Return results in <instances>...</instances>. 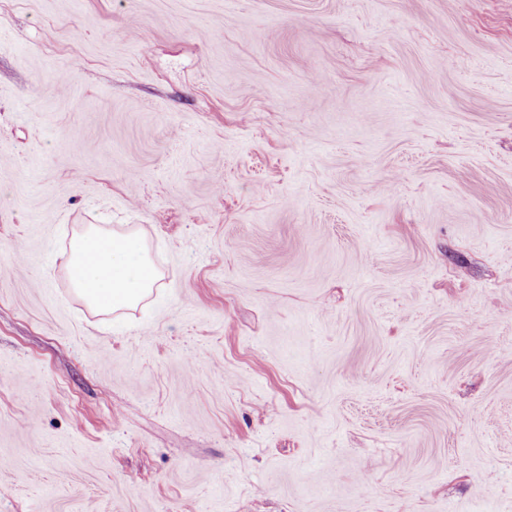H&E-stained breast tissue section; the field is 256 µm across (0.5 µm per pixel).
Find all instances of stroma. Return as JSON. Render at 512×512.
Listing matches in <instances>:
<instances>
[{"instance_id": "stroma-1", "label": "stroma", "mask_w": 512, "mask_h": 512, "mask_svg": "<svg viewBox=\"0 0 512 512\" xmlns=\"http://www.w3.org/2000/svg\"><path fill=\"white\" fill-rule=\"evenodd\" d=\"M0 512H512V0H0ZM69 248V280L77 295L97 312L121 315L158 288L161 274L139 231L84 224L73 233Z\"/></svg>"}]
</instances>
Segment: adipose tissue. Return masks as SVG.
<instances>
[{
  "label": "adipose tissue",
  "mask_w": 512,
  "mask_h": 512,
  "mask_svg": "<svg viewBox=\"0 0 512 512\" xmlns=\"http://www.w3.org/2000/svg\"><path fill=\"white\" fill-rule=\"evenodd\" d=\"M69 248V280L87 306L100 313L136 308L161 278L146 238L136 230L85 224L73 233Z\"/></svg>",
  "instance_id": "ef3b65f1"
}]
</instances>
